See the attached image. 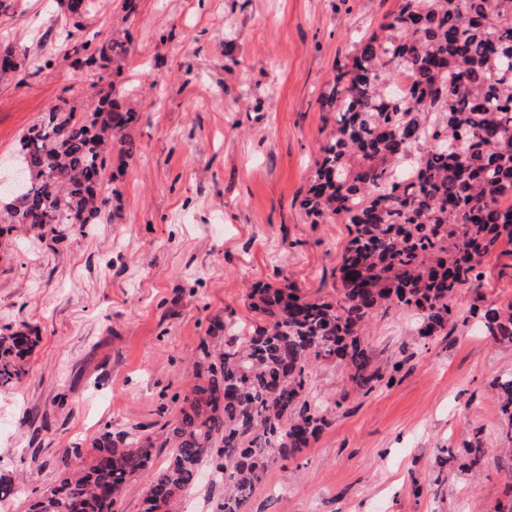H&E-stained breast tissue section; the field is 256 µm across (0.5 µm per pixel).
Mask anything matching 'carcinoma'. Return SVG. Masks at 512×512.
I'll use <instances>...</instances> for the list:
<instances>
[{"mask_svg": "<svg viewBox=\"0 0 512 512\" xmlns=\"http://www.w3.org/2000/svg\"><path fill=\"white\" fill-rule=\"evenodd\" d=\"M127 41L111 35L74 48L76 63L110 70L92 84L96 105L79 112L60 99L20 138V174L0 184V221L44 228L100 224L117 217L122 191L104 182L139 150L131 130L140 113L124 106L121 62ZM406 70L409 91L395 82ZM322 109L334 126L319 145L302 200L313 224L347 225L336 268V297L310 299L288 280L256 283L247 294L253 320L201 343L196 382L184 393L164 438L105 431L81 469L64 451L55 483L27 512H112L138 473L154 469V449H168L142 494L141 512H176L216 457L224 488L219 512H245L275 457L289 459L329 425L310 396L315 367L345 366L365 393L383 377L372 368L363 332L394 307L416 312L418 333L448 327L452 299L478 289L485 258L512 256V0H401L376 33L336 66ZM485 334L512 344V300L485 302ZM37 339L0 334V386L28 374ZM512 441V374L496 381ZM24 494L0 474V505Z\"/></svg>", "mask_w": 512, "mask_h": 512, "instance_id": "1", "label": "carcinoma"}]
</instances>
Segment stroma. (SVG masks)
<instances>
[{
    "label": "stroma",
    "instance_id": "1",
    "mask_svg": "<svg viewBox=\"0 0 512 512\" xmlns=\"http://www.w3.org/2000/svg\"><path fill=\"white\" fill-rule=\"evenodd\" d=\"M121 3L95 0L78 22L58 0H13L0 15V44L42 65L0 76V179L59 98L93 107L95 76L73 52L86 39L127 29L125 104L142 114L119 218L60 236L18 225L0 252V333L39 334L27 376L0 388V473L26 490L9 512L54 482L65 448L106 430L158 433L213 320L250 318L252 284L335 297L347 228L311 223L300 206L333 123L322 96L399 0H140L129 18ZM479 295L512 298V258L484 261L449 335H418L408 311L374 315L364 343L381 387L357 393L343 366L320 363L311 392L329 424L270 464L246 512H512L495 387L512 374V345L481 333ZM477 434L476 479L463 456Z\"/></svg>",
    "mask_w": 512,
    "mask_h": 512
}]
</instances>
